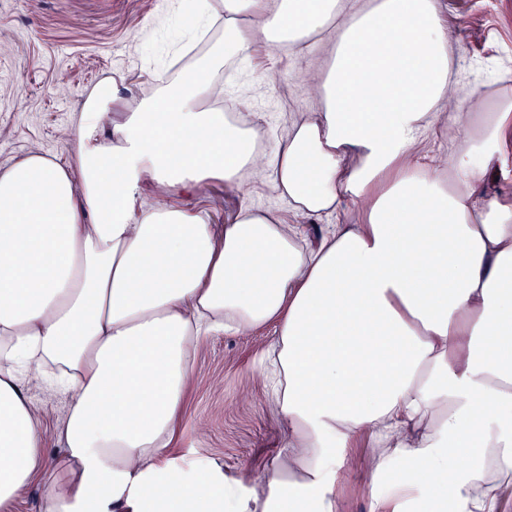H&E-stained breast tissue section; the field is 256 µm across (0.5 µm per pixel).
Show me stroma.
Wrapping results in <instances>:
<instances>
[{"mask_svg": "<svg viewBox=\"0 0 512 512\" xmlns=\"http://www.w3.org/2000/svg\"><path fill=\"white\" fill-rule=\"evenodd\" d=\"M172 0H0V167L30 153L62 163L72 160L74 123L87 94L113 81L129 97H147L175 77L172 57L189 34L168 16ZM442 16L458 46L452 68L460 81L484 88L488 102L512 96V0H440ZM320 37L259 59L273 88L255 84L241 62L224 94L275 136L286 113L306 112L317 90L306 76ZM273 208L299 225L315 243L333 224L355 222L353 204L319 218L296 215L267 186L235 192L216 182L194 198L212 223H226L240 202ZM274 327L250 334L205 337L197 347L193 381L179 433L171 449L182 463L206 458L243 489L258 487L263 467L281 445L282 430L268 405L260 357ZM39 405L47 458L62 453L57 427L69 398H45L39 382L27 385ZM370 452L360 447L342 475L339 512H372L367 495Z\"/></svg>", "mask_w": 512, "mask_h": 512, "instance_id": "obj_1", "label": "stroma"}]
</instances>
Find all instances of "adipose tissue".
I'll list each match as a JSON object with an SVG mask.
<instances>
[{"mask_svg":"<svg viewBox=\"0 0 512 512\" xmlns=\"http://www.w3.org/2000/svg\"><path fill=\"white\" fill-rule=\"evenodd\" d=\"M222 41L144 99L90 92L74 167L0 168V512L41 480L44 512H337L368 442L374 503L500 512L512 495V199L477 191L503 160L512 99L486 106L450 76L440 0H197ZM335 27L315 108L274 141L212 107L220 70ZM462 130L423 168V128ZM268 186L295 213L350 200L357 223L316 245L272 209L224 226L188 203L134 207L146 187ZM274 326L266 387L284 433L260 489L169 456L198 339ZM71 394L43 459L24 383ZM399 468L380 487L377 476Z\"/></svg>","mask_w":512,"mask_h":512,"instance_id":"1","label":"adipose tissue"}]
</instances>
